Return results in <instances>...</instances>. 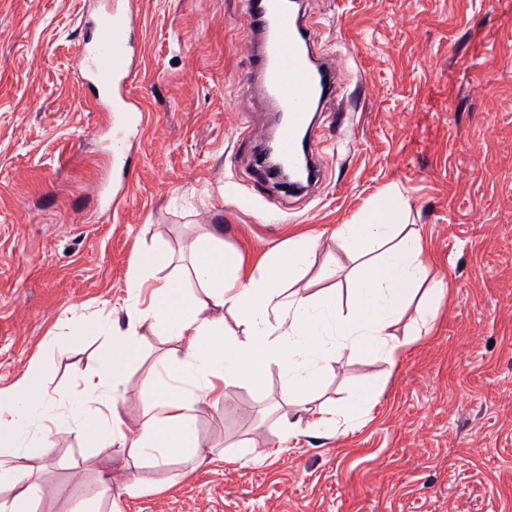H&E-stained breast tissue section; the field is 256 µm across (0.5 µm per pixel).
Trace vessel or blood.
Masks as SVG:
<instances>
[{"label":"vessel or blood","instance_id":"1","mask_svg":"<svg viewBox=\"0 0 512 512\" xmlns=\"http://www.w3.org/2000/svg\"><path fill=\"white\" fill-rule=\"evenodd\" d=\"M247 11L250 22L244 44L259 60L261 92L276 111L287 115L277 129L281 155L291 163L299 151L315 155L321 135L307 114L314 101L335 93V64L316 65L305 55V47L316 40L318 30L289 13L285 0H247ZM133 23L131 0L121 7L104 4L93 32L85 33L79 44L78 80L106 111L125 114L127 124L140 129L148 116L129 94L135 79Z\"/></svg>","mask_w":512,"mask_h":512}]
</instances>
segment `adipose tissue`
<instances>
[{
  "label": "adipose tissue",
  "instance_id": "1",
  "mask_svg": "<svg viewBox=\"0 0 512 512\" xmlns=\"http://www.w3.org/2000/svg\"><path fill=\"white\" fill-rule=\"evenodd\" d=\"M408 201L398 188L380 193L350 224L337 230L342 258L323 275L350 270L345 292L311 291L304 279L318 239L294 237L269 253L259 275L243 276L244 256L225 250L220 238L198 248L186 279L164 276L173 262L162 247L142 250L125 308L127 328L112 323L95 329L112 348L77 380L66 404L48 394L43 370L31 364L13 388L0 391V512H35L41 497L37 464L48 454L46 436L31 435L48 421L75 430L82 439L122 443L124 468L156 465L180 457L200 468L207 462L197 437L200 401L228 400L232 387H262L278 372L285 406L299 418L281 415L286 437L308 431L338 432L369 413L382 384L356 388L336 409H310L324 377L344 353H362L394 363L398 351L416 341L435 320L447 295L444 279H429L423 237L407 228ZM150 289L141 303V289ZM236 326L228 328L226 316ZM148 327L176 343L183 355L165 358L145 378L138 432L128 435L119 411L91 412L87 399L106 396L137 361L138 330ZM134 497L138 483L117 484L111 464L102 465L95 486L75 500L72 512H102L113 488Z\"/></svg>",
  "mask_w": 512,
  "mask_h": 512
}]
</instances>
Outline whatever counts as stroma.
Listing matches in <instances>:
<instances>
[{
  "instance_id": "obj_1",
  "label": "stroma",
  "mask_w": 512,
  "mask_h": 512,
  "mask_svg": "<svg viewBox=\"0 0 512 512\" xmlns=\"http://www.w3.org/2000/svg\"><path fill=\"white\" fill-rule=\"evenodd\" d=\"M90 0H0V391L33 359L49 394L107 349L92 323L126 328L139 248L163 246L188 266L208 235L245 255V274L298 235L320 245L307 278L339 254L334 231L388 187L408 197L430 277L448 294L428 334L389 365L345 356L315 400L342 403L386 378L357 426L284 439L280 378L241 383L228 403L197 406L212 464L129 470L145 485L118 512H512V0H305L314 46L339 58L337 100L316 116L324 176L289 193L260 179L255 156L272 107L241 100L252 67L244 0H137L138 77L150 113L127 144L129 173L107 161L106 119L76 79ZM245 122L250 137L239 136ZM126 178L108 208L101 184ZM143 360L117 387L135 426L143 379L175 344L139 331ZM257 439L268 456L238 458ZM38 512H69L120 443L51 433Z\"/></svg>"
}]
</instances>
